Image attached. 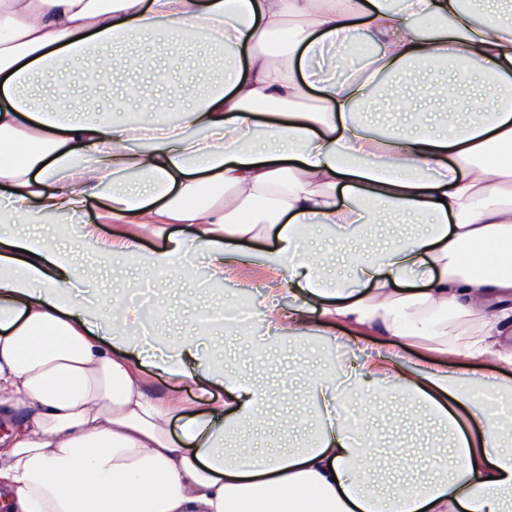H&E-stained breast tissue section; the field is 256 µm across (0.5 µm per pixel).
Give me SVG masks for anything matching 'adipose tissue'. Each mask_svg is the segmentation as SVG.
Returning a JSON list of instances; mask_svg holds the SVG:
<instances>
[{"mask_svg": "<svg viewBox=\"0 0 512 512\" xmlns=\"http://www.w3.org/2000/svg\"><path fill=\"white\" fill-rule=\"evenodd\" d=\"M0 0V506L8 512H512V427L492 400L512 399V99L437 130L407 102V128L356 123L382 78L472 57L478 84L512 89V9L480 0ZM224 50L177 117L152 108L124 123L87 119L47 78L89 57L88 80L114 49L152 68L135 37ZM53 103H46V95ZM133 224L107 240L84 221ZM422 213L424 232L380 253L353 252L352 275L327 276L306 251L311 230L355 243L375 206ZM74 223L103 252L158 270L208 259L207 283L266 273L255 319L276 335L329 330L400 339L359 367L308 373L317 432L308 448L252 454L243 429L265 422L264 389L200 356L193 338L154 360L192 377L202 409L149 393L132 313H102L72 250L34 227ZM191 235L170 236L169 225ZM160 238L143 252L139 233ZM272 239L249 251L247 241ZM410 348L432 352L422 363ZM493 359L500 376L451 372L445 359ZM377 388L404 393L452 444L431 473L380 485L405 464L354 436L340 405ZM487 400L478 402L476 390ZM182 420L183 435L171 425Z\"/></svg>", "mask_w": 512, "mask_h": 512, "instance_id": "obj_1", "label": "adipose tissue"}]
</instances>
